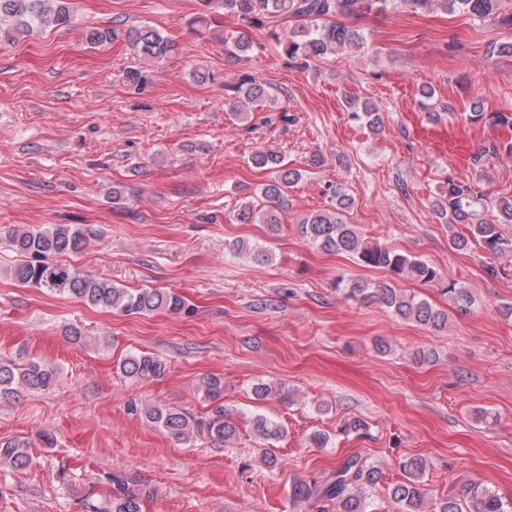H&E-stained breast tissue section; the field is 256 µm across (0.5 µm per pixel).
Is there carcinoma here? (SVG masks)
Segmentation results:
<instances>
[{
    "mask_svg": "<svg viewBox=\"0 0 512 512\" xmlns=\"http://www.w3.org/2000/svg\"><path fill=\"white\" fill-rule=\"evenodd\" d=\"M206 10L190 21V25L205 27L214 13L233 15L242 22V30L224 39L225 53L239 60L252 54L257 44L250 31L271 26L277 20L294 22L295 26L284 38L277 39L283 53L302 68L338 51L362 50L366 47L364 31L345 23L371 11L383 12L408 6L414 13L440 10L446 14L460 11L474 19L491 22L499 27H512V14L499 11V0H202ZM69 0H0V38L14 41L20 35L34 30L63 27L71 23ZM85 40L94 46L124 40L144 62H154L175 49V44L151 26L127 27L116 22L110 27H89ZM237 95L229 110L239 117L251 108H274L277 98L250 74H242L235 86ZM472 123L488 122L494 126H512V113L484 112L473 109L467 114ZM257 169L270 172L271 180L262 185L261 195L266 205L259 207L251 200L242 202L237 220L242 224H265L270 231L279 230L281 213L288 209V188L302 179V170L282 164L272 149L258 148L251 156ZM354 199L340 185L332 188L331 205L306 214L298 224L302 237L324 252L347 254L356 263L368 269L389 271L395 280L371 282L362 278L344 279L337 288L348 299L374 302L387 308L396 317L417 323L434 331L448 324V312L428 300L407 292L398 281L438 286L458 310L467 311L475 304L473 294L458 282L444 275L437 267L423 259L385 246L363 235L359 228L346 220V213ZM433 208L438 217L452 230L449 247L464 251L477 245L493 260L512 257V237L502 234V226L512 224V199H493L471 184L448 180L446 190L436 198ZM462 224L466 233L454 231ZM13 251L19 256L6 269V275L16 283L46 290L62 297L77 298L95 307L119 310L127 315H147L158 310L181 313L186 309L184 298L175 291L120 288L112 282L70 264L52 262L50 255H75L83 252L96 236L89 225L53 224L41 229L15 226L8 232ZM233 249L245 253L258 263L269 261L264 247L238 241ZM166 363L160 357L147 353L128 355L118 367L122 377L133 381L161 376ZM58 374V367L40 360L24 365L0 360V396L13 395L21 389L44 391L50 388ZM212 401L210 413L196 416L178 407L132 404L129 410L149 425L156 427L178 441L191 442L208 438L228 445L237 437V426L232 413L224 406V379L216 375L204 376L198 385ZM252 392L256 400L294 401V393L283 383L258 382ZM253 433L266 444L264 462L276 464L275 443L286 434L283 425L264 414L250 418ZM31 462L29 450L18 444L0 447V465L15 470L26 468ZM404 480L387 487L399 512H512V508L498 492L474 480L467 482L462 494L448 493L432 503L427 502L424 479L427 462L420 456H411L398 462ZM384 472L371 458L356 454L345 459L332 475L318 481L296 477L289 491L294 504L328 502L336 512H368L371 489L380 484ZM96 512H142V499L135 493H125Z\"/></svg>",
    "mask_w": 512,
    "mask_h": 512,
    "instance_id": "1",
    "label": "carcinoma"
}]
</instances>
